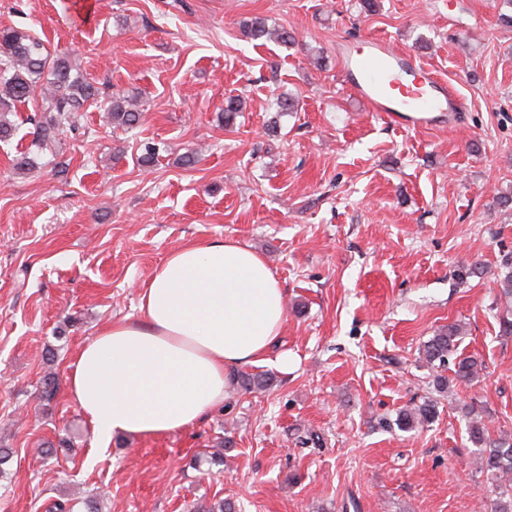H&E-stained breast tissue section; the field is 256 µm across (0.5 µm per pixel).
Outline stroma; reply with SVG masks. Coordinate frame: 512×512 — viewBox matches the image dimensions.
<instances>
[{"label": "stroma", "mask_w": 512, "mask_h": 512, "mask_svg": "<svg viewBox=\"0 0 512 512\" xmlns=\"http://www.w3.org/2000/svg\"><path fill=\"white\" fill-rule=\"evenodd\" d=\"M0 0V28L71 53L100 98L141 92L113 128L77 113L35 170L42 100L0 143V512H491L467 407L512 438V336L497 280L512 261V12L503 0ZM293 33L257 44L254 17ZM373 35L420 57L468 104L452 123H388L344 88L341 43ZM243 95L231 125L218 109ZM298 109L278 113L277 97ZM159 147L148 168L144 143ZM198 163L184 166L188 149ZM235 239L280 281L287 320L263 362L231 372L223 403L153 437L95 439L66 373L107 323L137 317L173 250ZM478 379L436 391L419 357L451 322ZM287 357L280 367L279 357ZM270 373L248 391L239 375ZM58 388L42 395L41 380ZM434 399L412 431L397 413Z\"/></svg>", "instance_id": "obj_1"}]
</instances>
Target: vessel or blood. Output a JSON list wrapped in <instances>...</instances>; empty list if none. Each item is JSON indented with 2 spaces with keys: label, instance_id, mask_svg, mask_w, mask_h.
Returning <instances> with one entry per match:
<instances>
[{
  "label": "vessel or blood",
  "instance_id": "b4317fda",
  "mask_svg": "<svg viewBox=\"0 0 512 512\" xmlns=\"http://www.w3.org/2000/svg\"><path fill=\"white\" fill-rule=\"evenodd\" d=\"M338 65L345 85L393 124L419 128L465 109L424 61L398 55L386 39L368 36L359 45H341Z\"/></svg>",
  "mask_w": 512,
  "mask_h": 512
}]
</instances>
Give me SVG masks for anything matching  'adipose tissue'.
<instances>
[{"label": "adipose tissue", "mask_w": 512, "mask_h": 512, "mask_svg": "<svg viewBox=\"0 0 512 512\" xmlns=\"http://www.w3.org/2000/svg\"><path fill=\"white\" fill-rule=\"evenodd\" d=\"M286 316L283 288L247 245L188 244L156 266L136 318L81 348L70 397L103 443L184 428L223 403L232 370L263 360Z\"/></svg>", "instance_id": "adipose-tissue-1"}]
</instances>
